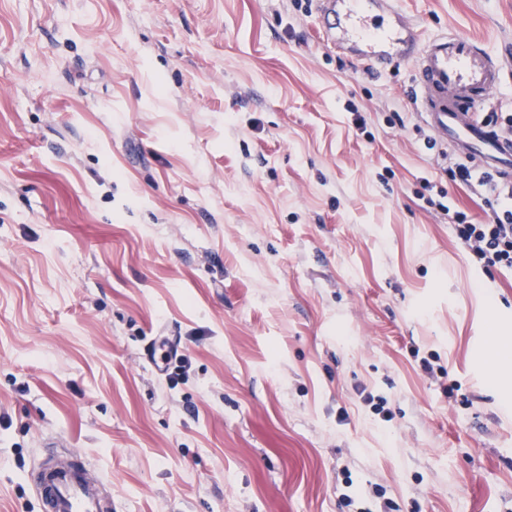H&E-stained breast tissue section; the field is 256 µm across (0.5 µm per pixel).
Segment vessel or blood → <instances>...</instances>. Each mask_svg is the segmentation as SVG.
Returning a JSON list of instances; mask_svg holds the SVG:
<instances>
[{
  "label": "vessel or blood",
  "mask_w": 512,
  "mask_h": 512,
  "mask_svg": "<svg viewBox=\"0 0 512 512\" xmlns=\"http://www.w3.org/2000/svg\"><path fill=\"white\" fill-rule=\"evenodd\" d=\"M382 11L391 21L379 19ZM318 12L327 37L347 41L362 60L413 57L422 92L416 105L435 135L488 170L512 169V143L491 134L481 118L482 105L503 83L506 59L459 34L422 43L393 0H319ZM37 483L42 512H111V495L102 494L101 479L82 461L60 470L40 467Z\"/></svg>",
  "instance_id": "vessel-or-blood-1"
}]
</instances>
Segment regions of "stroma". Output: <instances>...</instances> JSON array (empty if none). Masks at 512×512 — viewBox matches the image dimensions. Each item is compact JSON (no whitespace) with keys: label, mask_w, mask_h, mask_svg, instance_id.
Listing matches in <instances>:
<instances>
[{"label":"stroma","mask_w":512,"mask_h":512,"mask_svg":"<svg viewBox=\"0 0 512 512\" xmlns=\"http://www.w3.org/2000/svg\"><path fill=\"white\" fill-rule=\"evenodd\" d=\"M512 50V0H399ZM299 0H0V512H512V271L465 157ZM186 359L169 386L153 337ZM498 178L500 182L491 174H481L465 164H458L453 171L456 184L486 187L510 202L493 212L489 224H474L462 211H455L450 223L454 224L457 239L473 261L487 268L512 271V179L505 174ZM75 462L57 471L41 466L38 494L43 512H110L112 494L102 495V480L74 456Z\"/></svg>","instance_id":"obj_1"}]
</instances>
